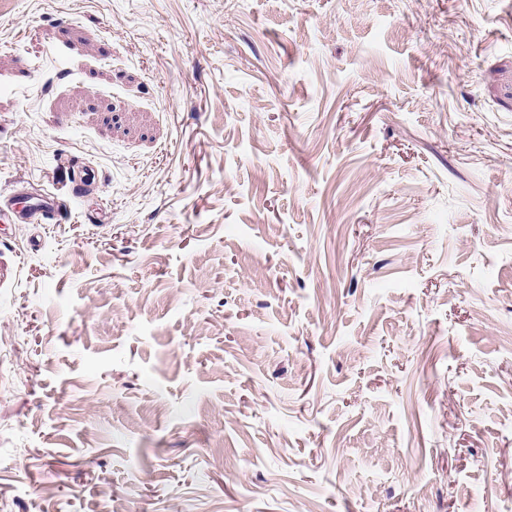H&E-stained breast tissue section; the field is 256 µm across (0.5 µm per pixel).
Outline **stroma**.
<instances>
[{
    "label": "stroma",
    "mask_w": 512,
    "mask_h": 512,
    "mask_svg": "<svg viewBox=\"0 0 512 512\" xmlns=\"http://www.w3.org/2000/svg\"><path fill=\"white\" fill-rule=\"evenodd\" d=\"M43 191L0 512H512V0H12ZM32 202L26 209V212L22 215H34L39 214L46 220H53L59 208L56 202V196L54 193H44L40 196L31 199Z\"/></svg>",
    "instance_id": "stroma-1"
}]
</instances>
